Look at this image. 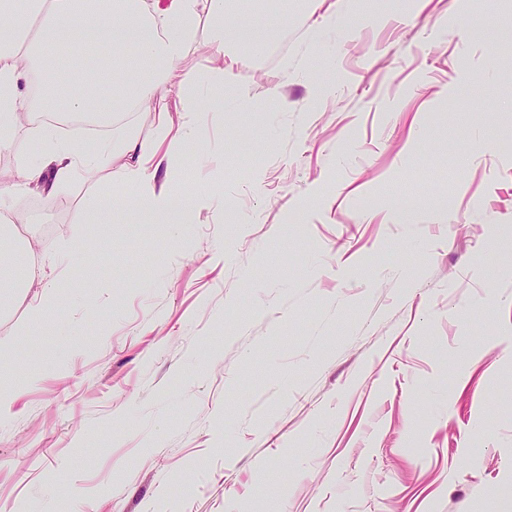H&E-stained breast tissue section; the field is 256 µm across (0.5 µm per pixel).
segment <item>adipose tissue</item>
<instances>
[{
	"label": "adipose tissue",
	"instance_id": "1",
	"mask_svg": "<svg viewBox=\"0 0 512 512\" xmlns=\"http://www.w3.org/2000/svg\"><path fill=\"white\" fill-rule=\"evenodd\" d=\"M228 11L248 16L254 4L252 0H112L111 13L104 15L77 10L75 0H0V154L13 153L23 117L30 121L29 132L43 144L36 159H23L14 171L0 175V230L17 241L6 265L0 267V286L31 296L32 321L55 308L57 290L67 279L68 269L60 267L56 277H45L44 253L37 239L20 234L14 212L3 203L31 191L53 194L76 176H89L109 165L117 151L108 138L90 142L76 132L63 139L53 124H32L35 100L22 89L31 80L24 59L35 52L50 56L59 46L74 48L91 41L111 45V59L99 64L90 81L55 78L54 95L64 100L70 115L93 118L107 127L126 104L152 112L153 135L130 136L118 151L125 159L122 180L133 190L128 206L169 224H187L194 211L211 205V196L200 194L181 201L175 189L158 184L157 174L196 147L197 115L214 106L211 100L190 95L198 77L181 66L197 35V19L200 13H208V36L222 50L225 66L232 65L236 46H248L257 54L265 48L259 27L225 25ZM32 19L39 22L33 35L27 32ZM129 42L138 53V79L132 84L121 79L126 66L124 47ZM104 87L112 90V105H105L98 96Z\"/></svg>",
	"mask_w": 512,
	"mask_h": 512
}]
</instances>
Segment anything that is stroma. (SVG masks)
Wrapping results in <instances>:
<instances>
[{
	"mask_svg": "<svg viewBox=\"0 0 512 512\" xmlns=\"http://www.w3.org/2000/svg\"><path fill=\"white\" fill-rule=\"evenodd\" d=\"M335 2L258 5L191 223L9 200L70 275L0 299V512H512V0Z\"/></svg>",
	"mask_w": 512,
	"mask_h": 512,
	"instance_id": "35a3bbf8",
	"label": "stroma"
}]
</instances>
